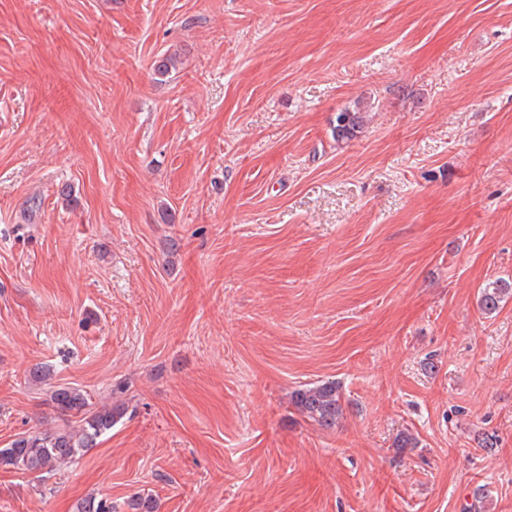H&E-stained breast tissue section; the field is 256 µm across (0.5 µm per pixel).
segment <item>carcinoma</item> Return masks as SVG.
I'll return each mask as SVG.
<instances>
[{
  "instance_id": "carcinoma-1",
  "label": "carcinoma",
  "mask_w": 512,
  "mask_h": 512,
  "mask_svg": "<svg viewBox=\"0 0 512 512\" xmlns=\"http://www.w3.org/2000/svg\"><path fill=\"white\" fill-rule=\"evenodd\" d=\"M347 123L336 124V141L349 140L363 126L360 109H344ZM512 284L495 282L483 289L479 304L491 314L500 306ZM343 393L334 380L321 381L313 386L295 390L291 405L308 421L321 428H333L343 415ZM49 406L57 415L58 425L50 431H31L14 439L9 446L0 448V468L33 473L41 481L56 475L63 466L96 447L99 439L112 430L126 415L122 401L98 406L91 402L87 391L68 384L51 386ZM130 512H156L155 502L141 495L127 501ZM75 512H116L112 502L89 496L76 504Z\"/></svg>"
}]
</instances>
